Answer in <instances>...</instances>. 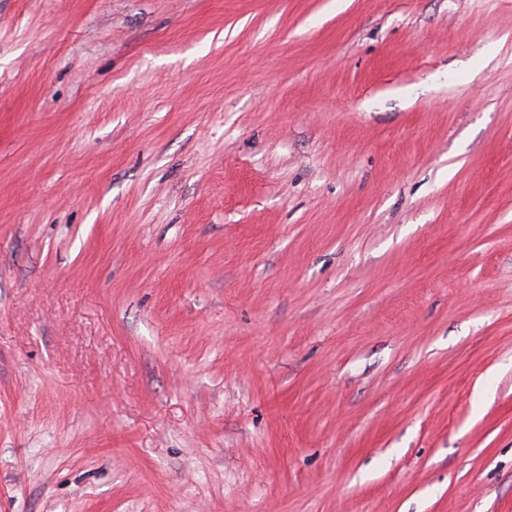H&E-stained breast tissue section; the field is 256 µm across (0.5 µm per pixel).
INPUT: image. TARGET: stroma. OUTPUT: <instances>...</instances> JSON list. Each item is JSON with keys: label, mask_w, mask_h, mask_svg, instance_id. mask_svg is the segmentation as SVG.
Segmentation results:
<instances>
[{"label": "stroma", "mask_w": 512, "mask_h": 512, "mask_svg": "<svg viewBox=\"0 0 512 512\" xmlns=\"http://www.w3.org/2000/svg\"><path fill=\"white\" fill-rule=\"evenodd\" d=\"M0 512H512V0H0Z\"/></svg>", "instance_id": "35a3bbf8"}]
</instances>
